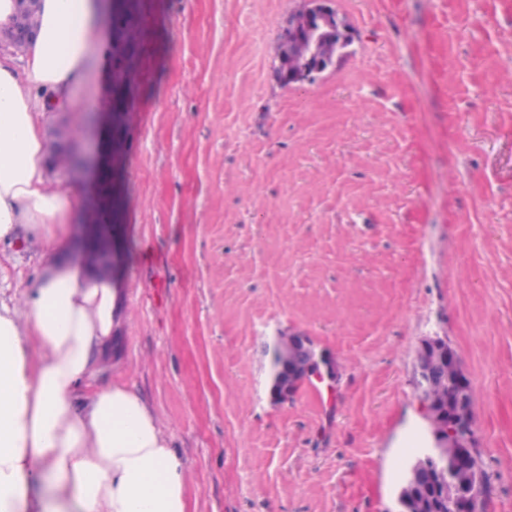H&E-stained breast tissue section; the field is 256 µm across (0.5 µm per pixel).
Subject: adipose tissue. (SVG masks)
Here are the masks:
<instances>
[{
	"label": "adipose tissue",
	"mask_w": 512,
	"mask_h": 512,
	"mask_svg": "<svg viewBox=\"0 0 512 512\" xmlns=\"http://www.w3.org/2000/svg\"><path fill=\"white\" fill-rule=\"evenodd\" d=\"M101 10L40 0L34 42L0 52V242L26 230L48 259L22 295L0 297V512H187L188 470L140 394H82L112 344L111 280L54 261L82 202L46 174L41 118L86 110L93 56L112 52ZM46 476L48 500L31 503Z\"/></svg>",
	"instance_id": "adipose-tissue-1"
}]
</instances>
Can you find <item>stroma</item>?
Listing matches in <instances>:
<instances>
[{
    "label": "stroma",
    "instance_id": "35a3bbf8",
    "mask_svg": "<svg viewBox=\"0 0 512 512\" xmlns=\"http://www.w3.org/2000/svg\"><path fill=\"white\" fill-rule=\"evenodd\" d=\"M305 0H144L141 82L106 232L122 314L90 387L136 389L189 469L187 512H395L430 447L422 339L457 352L488 483L512 512V0H333L353 41L288 86L274 47ZM0 243V293L42 267ZM335 359L334 388L270 392L281 336Z\"/></svg>",
    "mask_w": 512,
    "mask_h": 512
}]
</instances>
